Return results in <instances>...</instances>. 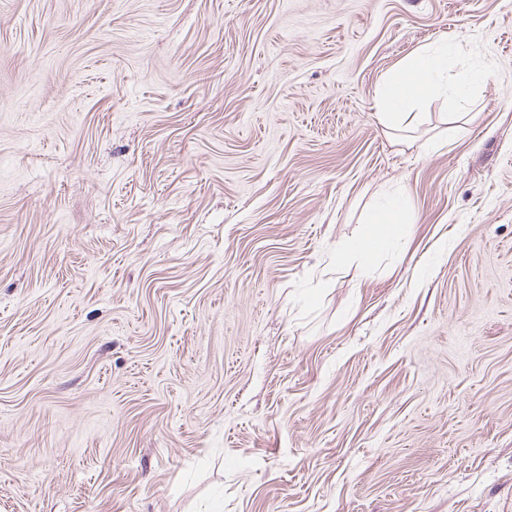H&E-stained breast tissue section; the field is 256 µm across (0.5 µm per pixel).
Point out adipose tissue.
Returning a JSON list of instances; mask_svg holds the SVG:
<instances>
[{"mask_svg": "<svg viewBox=\"0 0 512 512\" xmlns=\"http://www.w3.org/2000/svg\"><path fill=\"white\" fill-rule=\"evenodd\" d=\"M444 62V55L418 50L384 78L378 90L376 106L377 119L386 130L397 131L414 122L411 107L416 100L436 89L437 73ZM406 221V211L401 205L394 203L384 206L365 225L359 244L351 250L353 257L368 260L382 248L389 230Z\"/></svg>", "mask_w": 512, "mask_h": 512, "instance_id": "adipose-tissue-1", "label": "adipose tissue"}]
</instances>
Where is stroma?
<instances>
[{"instance_id": "1", "label": "stroma", "mask_w": 512, "mask_h": 512, "mask_svg": "<svg viewBox=\"0 0 512 512\" xmlns=\"http://www.w3.org/2000/svg\"><path fill=\"white\" fill-rule=\"evenodd\" d=\"M0 512H512V0H0ZM448 57V45L441 54L427 49L412 53L403 64L382 81L376 100L377 119L388 131L401 130L415 121L413 103L437 87L438 71ZM407 223L405 209L399 204H388L376 213L371 221L364 226L360 242L356 247H350L349 252L358 259V269L365 271V260L378 252L386 241L389 230L395 224Z\"/></svg>"}]
</instances>
